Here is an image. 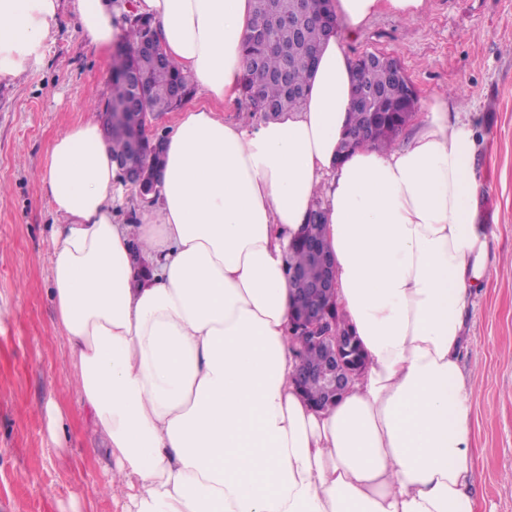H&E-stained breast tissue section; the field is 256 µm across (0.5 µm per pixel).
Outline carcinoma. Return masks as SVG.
I'll return each mask as SVG.
<instances>
[{
    "mask_svg": "<svg viewBox=\"0 0 512 512\" xmlns=\"http://www.w3.org/2000/svg\"><path fill=\"white\" fill-rule=\"evenodd\" d=\"M295 0H254L252 21L265 23L261 34L249 32L244 43L242 60L243 77L240 99L252 112L264 113L272 105L281 113L298 109L306 96L286 93L278 78L284 66H289L288 81L302 87L309 85V77L315 68L312 52L326 39L323 25L307 22L298 37H292L279 23V15L290 9ZM123 40L112 60L111 102L124 103L131 90L128 74H136L142 88V102L130 108L124 121L114 125L106 139L112 144V156L122 157L137 150L142 162L149 164L159 160L164 152L165 137L152 140L144 138L143 125L138 113L159 112L168 103V94L180 87L185 100L192 99L197 88L179 67L165 56L160 58L139 51L147 30L155 29L151 20L129 14L124 18ZM354 80L363 87L379 92L374 105L364 106L353 101L351 119L358 125L374 126V135L362 141L364 145L388 148L395 138L409 125L418 97H405L391 82L387 63L356 69Z\"/></svg>",
    "mask_w": 512,
    "mask_h": 512,
    "instance_id": "cac0c4a2",
    "label": "carcinoma"
}]
</instances>
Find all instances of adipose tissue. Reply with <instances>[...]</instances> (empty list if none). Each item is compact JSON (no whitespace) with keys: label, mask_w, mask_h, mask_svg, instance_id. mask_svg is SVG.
I'll list each match as a JSON object with an SVG mask.
<instances>
[{"label":"adipose tissue","mask_w":512,"mask_h":512,"mask_svg":"<svg viewBox=\"0 0 512 512\" xmlns=\"http://www.w3.org/2000/svg\"><path fill=\"white\" fill-rule=\"evenodd\" d=\"M60 0H0V81L38 62ZM427 0H336L296 111L257 125L183 109L138 224L98 121L58 137L39 183L56 316L112 462L122 512H477L460 366L491 270L480 136L461 92L436 93L401 146L339 155L353 60L343 39ZM85 42L123 13L154 23L206 97L240 96L253 0H77ZM336 302L366 367L328 410L294 380L285 276L313 206Z\"/></svg>","instance_id":"1"}]
</instances>
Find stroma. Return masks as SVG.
Returning a JSON list of instances; mask_svg holds the SVG:
<instances>
[{"mask_svg":"<svg viewBox=\"0 0 512 512\" xmlns=\"http://www.w3.org/2000/svg\"><path fill=\"white\" fill-rule=\"evenodd\" d=\"M351 56L399 59L420 97L460 90L481 131V197L495 265L474 295L472 492L481 512H512V0H428L425 18L383 13L347 38ZM113 46L90 51L75 0L44 56L0 81V512H122L103 490L108 460L69 366L52 300L50 226L37 181L54 140L112 94Z\"/></svg>","mask_w":512,"mask_h":512,"instance_id":"obj_1","label":"stroma"}]
</instances>
